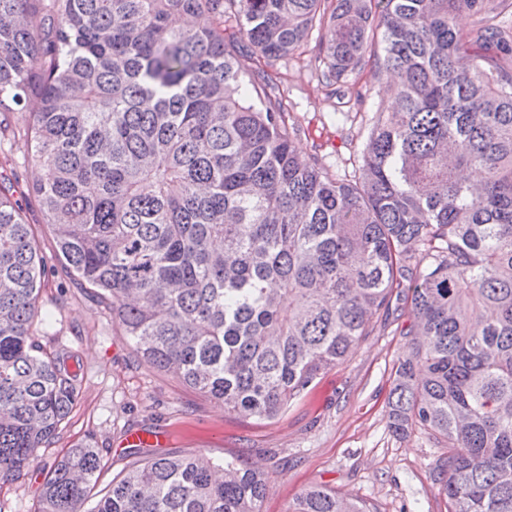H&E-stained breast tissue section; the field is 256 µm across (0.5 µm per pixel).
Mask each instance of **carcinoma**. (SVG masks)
Masks as SVG:
<instances>
[{
	"instance_id": "1",
	"label": "carcinoma",
	"mask_w": 512,
	"mask_h": 512,
	"mask_svg": "<svg viewBox=\"0 0 512 512\" xmlns=\"http://www.w3.org/2000/svg\"><path fill=\"white\" fill-rule=\"evenodd\" d=\"M491 2L0 0V144L29 141L57 254L141 361L273 420L405 287L412 342L389 427L448 448L434 473L447 512H512V30ZM315 28L327 81L367 56L392 79L349 182L303 159L281 103L244 86L251 55L284 59ZM44 276L0 186L3 482L53 444L81 389L73 353L31 331ZM101 462L93 440L72 445L38 512H81ZM265 494L235 459L156 454L92 512H262ZM286 512L372 510L316 486Z\"/></svg>"
}]
</instances>
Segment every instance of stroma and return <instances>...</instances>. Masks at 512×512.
<instances>
[{
    "instance_id": "stroma-1",
    "label": "stroma",
    "mask_w": 512,
    "mask_h": 512,
    "mask_svg": "<svg viewBox=\"0 0 512 512\" xmlns=\"http://www.w3.org/2000/svg\"><path fill=\"white\" fill-rule=\"evenodd\" d=\"M254 68L271 76V98L281 102L289 123L300 127L297 146L304 157L321 158L337 179H353L374 117L389 99L371 62H362L347 80L327 84L314 35L287 58L271 63L259 58ZM0 168L18 172L13 195L38 235L46 264L39 302L52 322L34 321L32 331L48 348L71 350L81 378L79 400L58 440L38 450L20 479L0 486V512H36L45 473L86 437L103 450L101 474L84 504L91 512L133 464L122 444L133 430L163 434L166 453L201 452L217 461L235 457L263 472L268 485L263 512H285L313 486L365 499L377 512H446L432 470L447 458V449L428 431L417 428L401 438L389 428L394 372L409 350L408 302L378 312L349 357L276 419L228 414L174 376L138 364L111 310L90 297L58 259L50 226L37 203L25 197L40 175L25 138L0 150Z\"/></svg>"
}]
</instances>
